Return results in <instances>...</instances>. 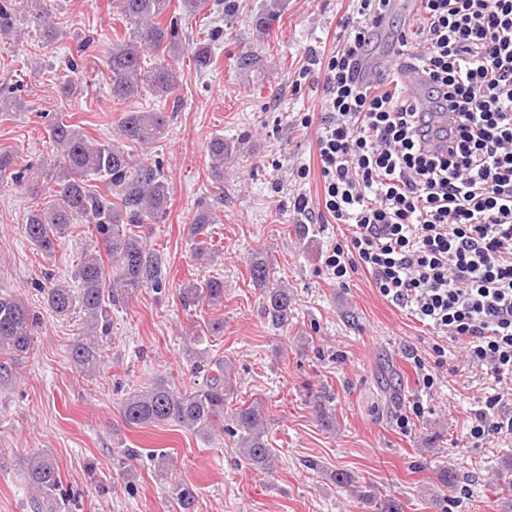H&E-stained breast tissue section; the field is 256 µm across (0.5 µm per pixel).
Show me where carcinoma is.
<instances>
[{
	"label": "carcinoma",
	"instance_id": "obj_1",
	"mask_svg": "<svg viewBox=\"0 0 512 512\" xmlns=\"http://www.w3.org/2000/svg\"><path fill=\"white\" fill-rule=\"evenodd\" d=\"M127 31L112 45L107 57L111 73L112 99L126 102L145 92L170 96L178 89L173 64L162 60L152 68L143 67L147 55L165 52L172 59L180 54L177 22L165 16L169 0H112ZM47 42L54 41L59 29L46 0H0V36L18 35L21 17ZM195 66L207 69L214 63L211 47L199 43L192 53ZM168 119L159 110H130L118 122L115 139L102 143L85 136L75 125L61 119L49 124V139L58 153L57 162L41 169L31 181L34 195L42 194L40 183L48 184L50 200L33 205L23 225L26 239L41 254L52 257L58 242L73 224H91L105 253L84 248L72 281L51 277L35 284L43 303L54 316H80L82 336L69 347L74 367L87 377L99 372L103 363V338L111 333V309L126 303L142 289L157 292L167 287V273L161 255L149 251L140 228L164 214L170 192L160 166L139 163L124 148L126 143L143 147L154 145L167 132ZM211 174L224 181V155L231 150L224 138L210 141ZM32 169L17 168L16 156L0 152V179L7 176L18 183L31 177ZM97 180L102 189L92 188ZM212 214L198 211L188 226L198 259L211 255L207 240L211 235ZM110 260L105 269L104 259ZM250 278L263 292L264 310L273 325L285 327L292 318V298L288 289L271 282L268 260L255 255L248 265ZM180 300L186 307L205 304L215 307L224 301V280L210 277L192 280L180 288ZM40 315L14 295L0 293V376L11 378L19 360L33 350L34 334ZM194 368L206 373L203 385L180 391L164 377L148 386L127 393L121 410L131 428L176 423L204 438L211 437L214 426L225 418V433L234 438L242 459L251 467L268 470L276 461L265 431L263 402L254 400L228 409L236 391L231 363L212 360L200 351L188 350ZM323 427L336 428V413L326 404L323 391L309 396ZM25 479L37 512H60L57 492L61 481L51 454H32L26 463ZM502 512H512V462L498 473Z\"/></svg>",
	"mask_w": 512,
	"mask_h": 512
}]
</instances>
